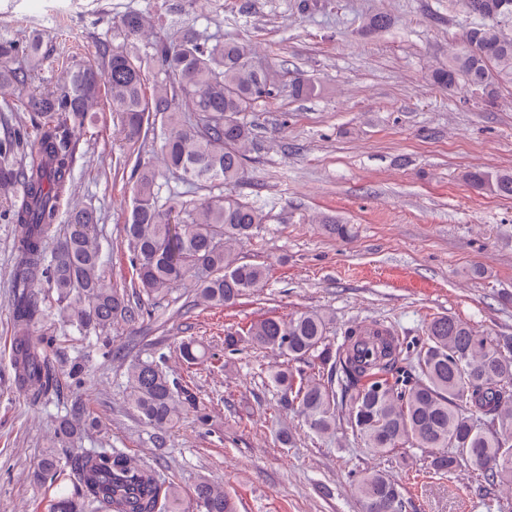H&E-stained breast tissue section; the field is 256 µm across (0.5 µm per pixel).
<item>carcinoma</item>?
<instances>
[{"label":"carcinoma","instance_id":"obj_1","mask_svg":"<svg viewBox=\"0 0 512 512\" xmlns=\"http://www.w3.org/2000/svg\"><path fill=\"white\" fill-rule=\"evenodd\" d=\"M457 3L475 22L433 82L452 90L463 80L491 98L499 85L512 84V0ZM97 56L99 66H62L56 89L31 90L24 101L30 124L0 138V196L8 220L21 229L11 364L16 387L34 405L60 392L53 347L33 338L52 316L49 295L56 296L62 322L90 335L140 315L132 297L164 296L187 277L203 303L225 308L268 281L265 266L240 261L224 242L246 238L266 221L262 208L230 188L245 177L244 160L253 147L246 115L274 95L281 72L256 61L242 38L213 41L192 28L174 44L157 33L148 36L142 14L134 11L113 23L112 39L99 42ZM44 61L40 41L0 39V92L28 86ZM102 93L124 140L136 143L157 126L162 139V166L141 158L135 165L125 223L135 277L122 289L105 283L95 209L70 208L68 232L47 250L71 180L74 137L94 123L91 106ZM25 146L34 152L29 164L19 158ZM167 172L211 194L198 202L172 192L162 203L160 180ZM469 181L512 197L511 169L472 172ZM320 223L330 234L350 237L348 225L332 217ZM332 321L326 312L301 311L286 320H256L245 331L251 345L286 358L271 371L270 382L310 432L331 439L344 416L353 437L376 455L417 448L428 453L434 474L468 466L490 487L512 485V336H488L441 316L413 342L380 330L363 336L353 326L335 342L328 336ZM179 352L190 365L208 357L194 339L182 341ZM293 361L313 372L292 368ZM125 402L159 439L190 409L200 423L209 419L193 392L140 359L128 365ZM86 426L83 409L74 406L58 423L57 441L77 437ZM32 481L57 488L45 512H86L89 506L94 512H190L178 485L112 447L76 453L47 448ZM355 491L362 512H407L412 506L406 488L379 471L360 475ZM192 504L195 512H237L224 486L206 478L195 485Z\"/></svg>","mask_w":512,"mask_h":512}]
</instances>
